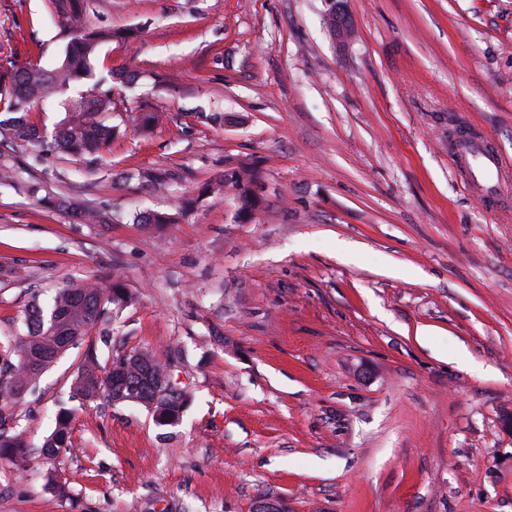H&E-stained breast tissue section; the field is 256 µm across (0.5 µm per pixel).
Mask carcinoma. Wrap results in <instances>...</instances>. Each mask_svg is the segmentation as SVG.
Returning <instances> with one entry per match:
<instances>
[{
  "mask_svg": "<svg viewBox=\"0 0 512 512\" xmlns=\"http://www.w3.org/2000/svg\"><path fill=\"white\" fill-rule=\"evenodd\" d=\"M49 2L50 19L66 40L61 61L52 69L30 63L0 76V141L32 144L37 149V161L55 153L95 158L123 134L120 125L106 120V113L112 111V90L103 88V80L95 81L78 98L64 103L66 118L49 135L39 134L30 120V113L35 106L49 101L72 84L93 78V61L99 48L115 38L129 39L135 31L115 33L86 25L87 0ZM127 177L144 179L156 190L169 189L168 173L163 170L134 169ZM255 182V170L238 168L219 182L202 187L198 197H206L225 185L233 187L239 201L238 217L244 221L251 217L255 205ZM43 202L50 208L72 211L81 224H103L109 219L104 207L76 208L64 197L46 196ZM130 302L127 288L115 279L106 287L68 284L55 289L48 305L31 304L23 320L22 338L14 344L0 345V406L5 408L10 403L21 402L27 391L68 349L111 319L112 307H123ZM135 355L134 351L116 357L109 355L102 363L97 349L88 348L72 381L73 394L88 402L101 398L110 402L112 394L119 390L134 391L136 396L145 397L150 389L142 369L135 364L122 367ZM157 407L169 418L167 424H177L183 409V393L174 388H162ZM7 421L8 417L0 411V459L23 463L28 456L27 445L20 433L7 431ZM71 422L70 411L63 409L57 413L55 427L40 448L43 457L56 458L74 451Z\"/></svg>",
  "mask_w": 512,
  "mask_h": 512,
  "instance_id": "obj_1",
  "label": "carcinoma"
}]
</instances>
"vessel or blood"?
I'll list each match as a JSON object with an SVG mask.
<instances>
[{
	"instance_id": "1",
	"label": "vessel or blood",
	"mask_w": 512,
	"mask_h": 512,
	"mask_svg": "<svg viewBox=\"0 0 512 512\" xmlns=\"http://www.w3.org/2000/svg\"><path fill=\"white\" fill-rule=\"evenodd\" d=\"M453 164L465 184L476 188L489 203L512 197V160L488 153L472 140L462 141Z\"/></svg>"
}]
</instances>
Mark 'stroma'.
<instances>
[{
  "label": "stroma",
  "mask_w": 512,
  "mask_h": 512,
  "mask_svg": "<svg viewBox=\"0 0 512 512\" xmlns=\"http://www.w3.org/2000/svg\"><path fill=\"white\" fill-rule=\"evenodd\" d=\"M123 134L91 162L0 144V342L31 298L119 278L113 355L147 351L187 396L158 426L139 404L74 398L85 346L14 409L35 453L0 459V512H512V204L492 211L448 163L463 122L512 158V0H90ZM47 0H0V72L53 68ZM160 116L142 133L132 111ZM223 113L224 125L198 118ZM259 204L197 187L241 163ZM168 170L171 187L126 179ZM110 206L79 224L26 190ZM172 215L138 224L137 214ZM76 453L37 455L59 408Z\"/></svg>",
  "instance_id": "1"
}]
</instances>
